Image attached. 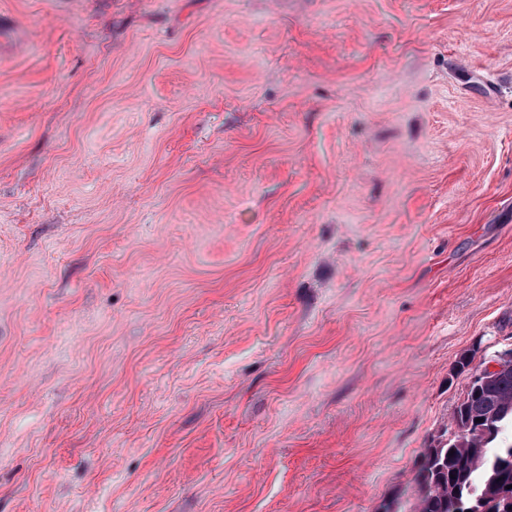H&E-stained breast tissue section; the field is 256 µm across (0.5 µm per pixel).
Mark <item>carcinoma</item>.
<instances>
[{
    "label": "carcinoma",
    "instance_id": "cac0c4a2",
    "mask_svg": "<svg viewBox=\"0 0 512 512\" xmlns=\"http://www.w3.org/2000/svg\"><path fill=\"white\" fill-rule=\"evenodd\" d=\"M451 425L467 429L480 447L463 458L457 437L440 439L427 449L416 477L418 496L413 512H512V442L498 444L512 427V370L490 386L468 383L451 413Z\"/></svg>",
    "mask_w": 512,
    "mask_h": 512
}]
</instances>
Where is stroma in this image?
Segmentation results:
<instances>
[{
	"label": "stroma",
	"instance_id": "1",
	"mask_svg": "<svg viewBox=\"0 0 512 512\" xmlns=\"http://www.w3.org/2000/svg\"><path fill=\"white\" fill-rule=\"evenodd\" d=\"M512 347V0H0V512H409Z\"/></svg>",
	"mask_w": 512,
	"mask_h": 512
}]
</instances>
